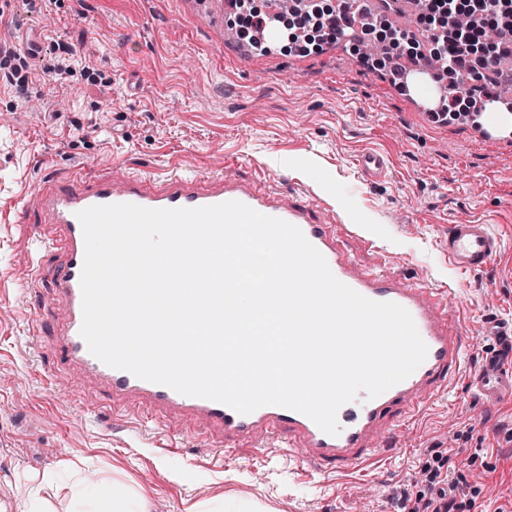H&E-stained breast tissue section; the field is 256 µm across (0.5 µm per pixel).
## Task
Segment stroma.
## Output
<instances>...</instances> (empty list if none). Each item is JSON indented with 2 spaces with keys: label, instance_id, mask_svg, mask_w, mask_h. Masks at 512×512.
<instances>
[{
  "label": "stroma",
  "instance_id": "35a3bbf8",
  "mask_svg": "<svg viewBox=\"0 0 512 512\" xmlns=\"http://www.w3.org/2000/svg\"><path fill=\"white\" fill-rule=\"evenodd\" d=\"M0 22L43 33L22 68L38 109L0 80V497L15 512L33 489L51 512H71L80 492L134 489L148 512H225L241 499L272 512H402L435 450L451 452L470 512H512V398L488 407L464 382L494 330L512 325V141L432 121L342 43L240 60L189 0H10ZM60 43L71 70L59 78ZM368 149L388 161L372 186L355 178ZM229 157L239 178L277 189L290 177L342 212L363 267L386 260L405 285L453 290L461 378L374 466L320 475L270 440L225 456L202 432L187 439L163 423L144 432L135 416L98 413V395L77 376L54 379L46 337L30 333L38 294L25 288L28 248L40 228L20 218L41 177L173 164L220 172ZM462 219L488 225L500 243L484 276L457 272L439 249Z\"/></svg>",
  "mask_w": 512,
  "mask_h": 512
}]
</instances>
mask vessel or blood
Wrapping results in <instances>:
<instances>
[{
  "mask_svg": "<svg viewBox=\"0 0 512 512\" xmlns=\"http://www.w3.org/2000/svg\"><path fill=\"white\" fill-rule=\"evenodd\" d=\"M363 183L384 177L386 161L374 151L358 162ZM228 201L245 204L266 216L298 227L323 255L332 274L375 302L405 308L428 347L425 361L406 379L375 398L357 396L337 415L340 432L324 433L306 415L280 406L248 414L206 398L112 368L90 353L80 334L83 322L81 271L85 242L78 212L96 205L134 204L149 209L196 208ZM34 223L42 227L34 242L32 287L51 273L53 293L31 320L34 334L52 329L56 368L80 375L97 388L113 411H130L152 421L165 420L186 433L209 431L227 452L259 439L278 440L289 458L317 471L368 466L379 460L383 440L398 435L460 370L462 329L449 304V291L422 285L405 287L397 272L363 271L332 225L318 217L315 199L298 194L296 184L272 192L229 174L145 173L137 177L96 171L68 177H44L33 195ZM498 242L487 225L461 220L449 225L444 253L450 267L471 274L489 269ZM469 389L486 404L512 396V328L500 330L493 350L482 352L467 379Z\"/></svg>",
  "mask_w": 512,
  "mask_h": 512,
  "instance_id": "vessel-or-blood-1",
  "label": "vessel or blood"
}]
</instances>
